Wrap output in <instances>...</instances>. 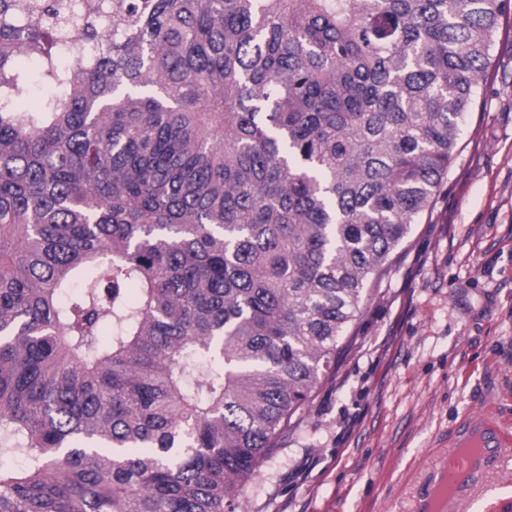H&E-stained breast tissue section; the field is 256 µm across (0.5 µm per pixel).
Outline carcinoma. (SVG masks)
Returning <instances> with one entry per match:
<instances>
[{"label":"carcinoma","instance_id":"carcinoma-1","mask_svg":"<svg viewBox=\"0 0 512 512\" xmlns=\"http://www.w3.org/2000/svg\"><path fill=\"white\" fill-rule=\"evenodd\" d=\"M511 4L0 0V512H244ZM20 65L28 74L20 101L24 105L35 106L42 97L49 93V88L41 83L39 67L36 62L23 59L20 61Z\"/></svg>","mask_w":512,"mask_h":512}]
</instances>
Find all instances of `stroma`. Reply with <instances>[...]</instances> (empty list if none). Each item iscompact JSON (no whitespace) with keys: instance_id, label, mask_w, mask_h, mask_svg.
Listing matches in <instances>:
<instances>
[{"instance_id":"35a3bbf8","label":"stroma","mask_w":512,"mask_h":512,"mask_svg":"<svg viewBox=\"0 0 512 512\" xmlns=\"http://www.w3.org/2000/svg\"><path fill=\"white\" fill-rule=\"evenodd\" d=\"M431 214L377 283L336 376L248 482L247 512H413L463 418L512 429V14ZM473 502L512 512V454Z\"/></svg>"}]
</instances>
